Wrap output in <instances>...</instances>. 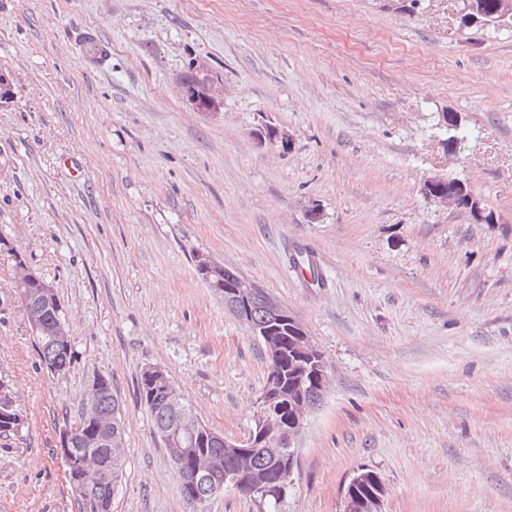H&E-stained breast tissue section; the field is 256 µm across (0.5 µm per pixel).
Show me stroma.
<instances>
[{
	"label": "stroma",
	"instance_id": "stroma-1",
	"mask_svg": "<svg viewBox=\"0 0 512 512\" xmlns=\"http://www.w3.org/2000/svg\"><path fill=\"white\" fill-rule=\"evenodd\" d=\"M459 5L0 0V378L27 414L0 438V512H77L59 434L101 376L127 448L112 512H188L144 368L247 438L268 361L197 253L256 281L327 364L278 512H342L363 469L383 512H512V28L463 26ZM87 30L106 64L84 62ZM192 75L215 112L183 97ZM266 121L289 150L255 143ZM431 177L466 182L493 223L426 195ZM17 254L60 298L66 373L40 359Z\"/></svg>",
	"mask_w": 512,
	"mask_h": 512
}]
</instances>
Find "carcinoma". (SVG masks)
<instances>
[{
	"label": "carcinoma",
	"instance_id": "obj_1",
	"mask_svg": "<svg viewBox=\"0 0 512 512\" xmlns=\"http://www.w3.org/2000/svg\"><path fill=\"white\" fill-rule=\"evenodd\" d=\"M209 288L219 295H224V265L220 264L214 271L201 275ZM24 309L38 308L41 310L44 329L51 330L62 321L61 306L48 300L40 293V288L29 289L26 300L22 301ZM246 317L272 328L276 319L268 309L266 299L258 294L249 300V308L245 309ZM41 361L46 368L54 373L68 371L74 361V351L71 342L53 343L48 336L34 337ZM276 372L281 376V394L293 401L300 400L311 407L321 399L324 388L320 382L304 370L303 362L294 350L285 347L277 359H268V373ZM164 370H159L157 376H140L141 402L147 408L155 432L168 452L170 462L175 471L181 475L180 492L191 512H205L208 484L195 476L196 465L217 471L218 477L224 473L245 474V484L239 493L258 504L260 510L276 506L280 498L271 494V486L277 479L280 470L279 461L265 448H255L250 458L244 459L237 455L236 449L224 444V434L199 424L205 432V439L194 449H189L172 437L179 433L183 422L194 419L189 405L181 402L171 403L167 394L163 393ZM95 430L98 439L92 448L76 446V452L95 456L99 463L112 471V481L102 483L92 478L76 479L70 482L75 495L77 512H112V499L121 482L126 458L124 443V426L121 407L112 389L110 379H105L97 403L81 412L79 422L73 431L82 435L89 430Z\"/></svg>",
	"mask_w": 512,
	"mask_h": 512
}]
</instances>
